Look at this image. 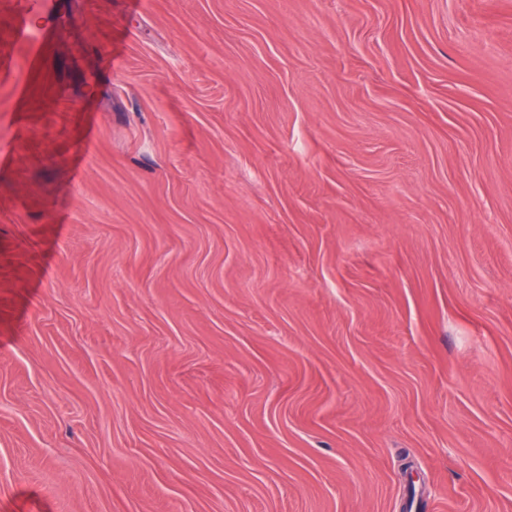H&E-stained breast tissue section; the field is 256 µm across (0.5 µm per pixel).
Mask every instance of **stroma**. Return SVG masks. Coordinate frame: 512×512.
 <instances>
[{"label":"stroma","mask_w":512,"mask_h":512,"mask_svg":"<svg viewBox=\"0 0 512 512\" xmlns=\"http://www.w3.org/2000/svg\"><path fill=\"white\" fill-rule=\"evenodd\" d=\"M0 0V512H512V0Z\"/></svg>","instance_id":"obj_1"}]
</instances>
